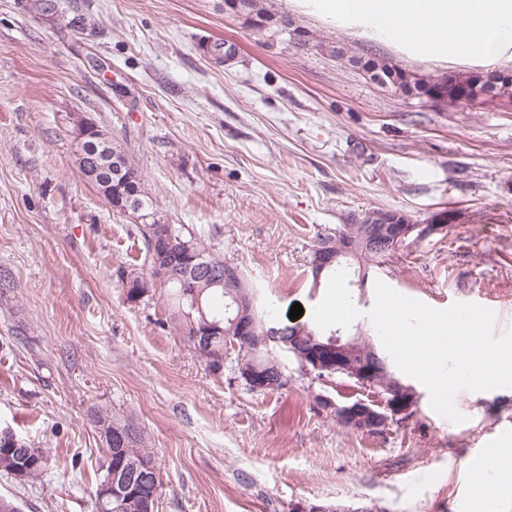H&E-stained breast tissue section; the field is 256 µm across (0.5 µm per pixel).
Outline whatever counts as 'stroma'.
Masks as SVG:
<instances>
[{"label": "stroma", "instance_id": "obj_1", "mask_svg": "<svg viewBox=\"0 0 512 512\" xmlns=\"http://www.w3.org/2000/svg\"><path fill=\"white\" fill-rule=\"evenodd\" d=\"M290 39L226 11L224 0H0V429L47 453L41 483L0 475L21 512H91L104 474L94 408L132 417L160 472L158 512H512V488L479 497L477 453L512 447V388L455 397L454 423L415 404L379 434L345 428L317 395L373 393L318 378L291 357L287 386L249 391L214 374L168 319L165 289L126 298L141 268L131 216L112 211L77 161L91 120L126 152L163 222L208 238L240 266L279 325L324 297L320 234L373 210L442 232L408 239L345 333L374 339V281L436 308L471 302L512 330V100L455 106L371 84L331 56L372 55L416 77L438 63L301 14Z\"/></svg>", "mask_w": 512, "mask_h": 512}]
</instances>
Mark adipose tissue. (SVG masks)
Instances as JSON below:
<instances>
[{"instance_id":"1","label":"adipose tissue","mask_w":512,"mask_h":512,"mask_svg":"<svg viewBox=\"0 0 512 512\" xmlns=\"http://www.w3.org/2000/svg\"><path fill=\"white\" fill-rule=\"evenodd\" d=\"M323 22L355 29L445 68L512 70V0H294Z\"/></svg>"}]
</instances>
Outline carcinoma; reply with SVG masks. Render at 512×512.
Segmentation results:
<instances>
[{"label": "carcinoma", "mask_w": 512, "mask_h": 512, "mask_svg": "<svg viewBox=\"0 0 512 512\" xmlns=\"http://www.w3.org/2000/svg\"><path fill=\"white\" fill-rule=\"evenodd\" d=\"M225 5L239 13L253 16L252 24L257 27L273 24L283 31L290 26L287 18L275 17V14L269 9L267 0H225ZM367 61H369L371 68L385 79L394 78L398 80L405 94L409 96L422 98L431 86L437 83L441 84V88L446 90V97L443 99V105L445 106L457 104V91L461 87H468L476 94L482 92L484 88L482 74L479 72H456L442 76L438 80H427L417 78L379 58L369 57ZM112 149L122 155L123 162L119 169L110 170L106 173L111 192L124 193L127 189V178L131 177L133 183L140 189L143 210L149 215L159 214L157 205L145 190L144 181L138 169L119 146L114 145ZM137 230L145 249L144 264L150 270L159 257V254L152 251L150 246L152 239L156 236L154 224H139ZM172 233L171 253L179 258V262H177L171 275L160 283V287L167 289L171 299L169 319L186 324L189 341L204 360L208 370L211 371L216 361L226 360L229 349L225 339L233 336V333L230 332L231 325L228 323L226 314V305L230 303V299L226 296L224 287L216 284V280L224 276V270L233 269L245 286L250 288L252 284L249 283L241 268L224 262V257L220 252L202 235L191 231L184 224L172 225ZM359 234L360 228L358 225L342 224L336 228L335 233L319 236L316 244L320 245L337 238L342 240L347 237L355 238ZM191 251L203 255L207 262L205 268H198L196 263L186 264V261L190 260L189 252ZM397 252L398 249L385 245L377 251H363L361 257L369 265H381ZM187 290L196 292L200 300L201 310L191 308L189 299L184 297ZM254 313L258 325L274 331L275 336L272 337V345L295 359L298 358V355L291 351L292 343L312 334L317 337L324 335L323 330L315 329L308 324L298 323L291 326L277 327L271 321L269 313L260 309L257 304L254 305ZM205 319L220 323L224 332L217 336H210L202 342L196 339V336L201 330L202 321ZM243 362L246 364L252 362L267 373L269 379L267 391L277 392L286 386L288 378L285 375L282 361L279 356L269 352V350L263 349L255 353L251 349V344L243 341L239 343L237 358L234 359V365L232 366L235 373H240V366ZM95 420L104 431L106 441L105 475L103 479L106 480L110 477L115 463V450L124 444L129 448H138L144 456L151 457V450L145 447L143 432L133 419L101 407L95 410ZM17 465L28 468L26 483L35 484L42 481L46 474L47 455L42 449L33 448L30 443L17 437L9 444L0 440V473L8 476L11 469Z\"/></svg>", "instance_id": "carcinoma-1"}]
</instances>
